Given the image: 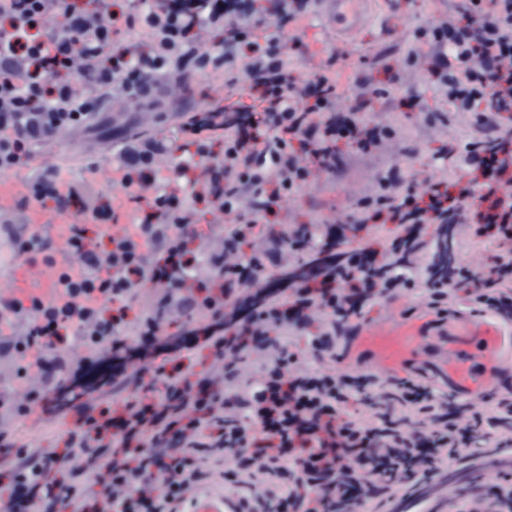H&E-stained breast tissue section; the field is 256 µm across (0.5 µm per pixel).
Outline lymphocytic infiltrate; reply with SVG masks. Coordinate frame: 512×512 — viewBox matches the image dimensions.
I'll return each instance as SVG.
<instances>
[{"instance_id":"f902f5d3","label":"lymphocytic infiltrate","mask_w":512,"mask_h":512,"mask_svg":"<svg viewBox=\"0 0 512 512\" xmlns=\"http://www.w3.org/2000/svg\"><path fill=\"white\" fill-rule=\"evenodd\" d=\"M315 0H135L115 11L113 0H0V174L29 169L67 131L89 125L108 100L166 101L170 88L192 93L196 79L247 78L263 111L246 105L183 108L175 148L166 138L123 135L112 150L116 174L103 198L87 164V178L62 182L42 161L29 170L26 194L0 209V268L27 254L54 261L47 238L19 225L33 206L64 217L92 216L97 241L74 224L66 241L72 265L51 304L31 307L0 295V360L20 376L39 374L42 392L75 387L83 370L61 354L65 345H92L120 358L131 344L162 335L170 314L183 319V340L164 348L148 370L113 375L98 402L78 405L67 453L18 443L0 429L8 458L7 512H29L34 497L75 501L99 487L110 512H184L207 483L247 489L233 512H357L375 494L395 493L419 472L434 473L481 458L486 449L512 452V403L491 416L448 415L449 402L415 381L391 385L381 406L370 392L376 377L336 371V337L351 317L382 296L408 287L412 262H394L397 244L420 243L427 225L473 221L474 238L497 249L488 271L455 267L452 280L474 287L481 306L512 314V140L495 120L512 107V0H469L466 23L437 22L423 35L432 47L428 74L448 109L475 112L486 133L463 161L483 185L456 179L417 193L418 181L393 172L359 202L357 223L396 224L380 248H351L344 228L327 226L310 274L275 288L255 284L284 251L309 240L305 227L267 238L242 255L259 216L303 191L310 172L300 154L330 176L342 160L340 139L364 150L392 138L391 122H365L357 112L337 115L335 59L299 82L290 56L299 45L288 26L313 12ZM216 35L204 46L201 33ZM226 215L216 249L191 250L193 202ZM136 220L119 221L122 209ZM157 287L149 302L142 288ZM204 337L210 366L183 363L194 337ZM305 344L314 365L294 371ZM255 357L258 380L239 366ZM121 394V412L111 397ZM488 431H481V424ZM237 467H227V460ZM61 477H54V470Z\"/></svg>"}]
</instances>
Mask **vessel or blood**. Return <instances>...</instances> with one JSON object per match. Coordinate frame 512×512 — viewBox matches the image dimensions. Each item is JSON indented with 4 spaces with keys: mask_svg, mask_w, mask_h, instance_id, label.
<instances>
[{
    "mask_svg": "<svg viewBox=\"0 0 512 512\" xmlns=\"http://www.w3.org/2000/svg\"><path fill=\"white\" fill-rule=\"evenodd\" d=\"M375 0H319L330 23L355 31L366 6ZM25 188L14 176L0 175V206L9 207ZM27 231L65 242L68 227L43 216L26 213ZM8 298L30 304L53 301L60 289L56 269L33 268L17 261L5 276ZM362 369L384 379L405 374L426 376L438 389L462 404L481 403L488 394L512 397V318L480 310L438 321L426 306L409 314L392 311L384 319L358 326L344 353Z\"/></svg>",
    "mask_w": 512,
    "mask_h": 512,
    "instance_id": "obj_1",
    "label": "vessel or blood"
}]
</instances>
